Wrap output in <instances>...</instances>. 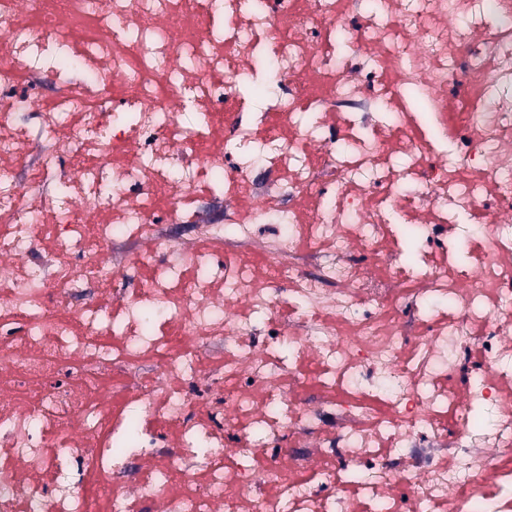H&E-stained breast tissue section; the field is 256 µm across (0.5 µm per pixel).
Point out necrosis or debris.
<instances>
[{"instance_id": "obj_1", "label": "necrosis or debris", "mask_w": 512, "mask_h": 512, "mask_svg": "<svg viewBox=\"0 0 512 512\" xmlns=\"http://www.w3.org/2000/svg\"><path fill=\"white\" fill-rule=\"evenodd\" d=\"M0 283V512H512V0H0Z\"/></svg>"}]
</instances>
